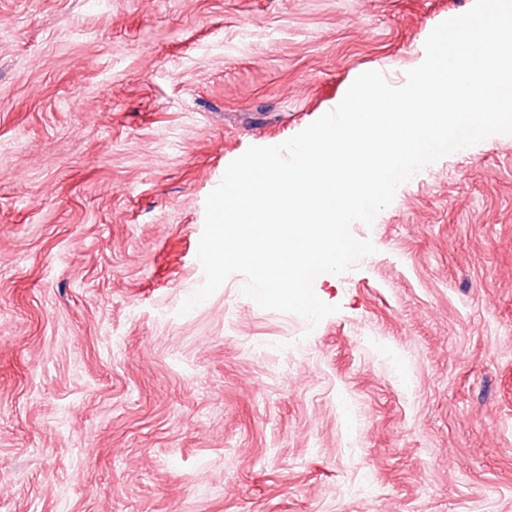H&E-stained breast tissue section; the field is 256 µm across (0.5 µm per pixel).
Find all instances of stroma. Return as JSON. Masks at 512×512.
I'll list each match as a JSON object with an SVG mask.
<instances>
[{"label": "stroma", "instance_id": "35a3bbf8", "mask_svg": "<svg viewBox=\"0 0 512 512\" xmlns=\"http://www.w3.org/2000/svg\"><path fill=\"white\" fill-rule=\"evenodd\" d=\"M473 4L0 0V512H512V134L353 223L317 325L180 311L228 165Z\"/></svg>", "mask_w": 512, "mask_h": 512}]
</instances>
